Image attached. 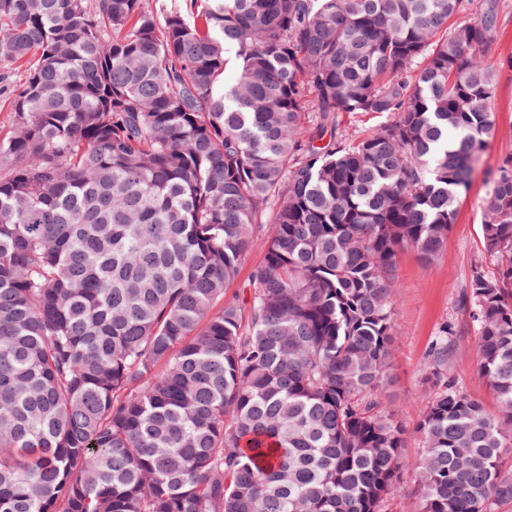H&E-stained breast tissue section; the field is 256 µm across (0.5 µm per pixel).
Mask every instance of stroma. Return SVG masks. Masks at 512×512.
Returning a JSON list of instances; mask_svg holds the SVG:
<instances>
[{"instance_id":"35a3bbf8","label":"stroma","mask_w":512,"mask_h":512,"mask_svg":"<svg viewBox=\"0 0 512 512\" xmlns=\"http://www.w3.org/2000/svg\"><path fill=\"white\" fill-rule=\"evenodd\" d=\"M485 62L494 75L491 108L497 114V131L482 151L467 191L460 196L447 247L429 264L410 250L400 253L397 261L392 361L384 399L408 430L405 453L411 458L421 450L414 428L429 393L424 378L427 353L443 323H452L457 330L448 348V365L456 381L488 411L496 409L495 398L479 373L476 331L462 305V295L473 264L483 259L480 216L489 178L512 153V0H501L498 37L486 52Z\"/></svg>"}]
</instances>
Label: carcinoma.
I'll use <instances>...</instances> for the list:
<instances>
[{"mask_svg": "<svg viewBox=\"0 0 512 512\" xmlns=\"http://www.w3.org/2000/svg\"><path fill=\"white\" fill-rule=\"evenodd\" d=\"M471 2L0 0V512H385L408 464L420 512L512 506V157L463 296L497 414L446 322L414 460L381 398L397 257L496 131ZM1 58L0 65V126L7 125V121L9 119V102H10V94L13 83H18L21 81V75L23 74L21 70L13 71L9 76L3 75L2 67L7 64V61H4V57ZM390 116L382 114L371 113H343L342 120L343 126L349 131H356L358 134H363L366 131L384 124L390 120ZM265 253L264 238L255 240L249 250L247 251L242 264L239 268L237 277L230 283L227 290L228 296H239L240 299L246 297L248 292L247 283L252 269L258 265Z\"/></svg>", "mask_w": 512, "mask_h": 512, "instance_id": "cac0c4a2", "label": "carcinoma"}]
</instances>
